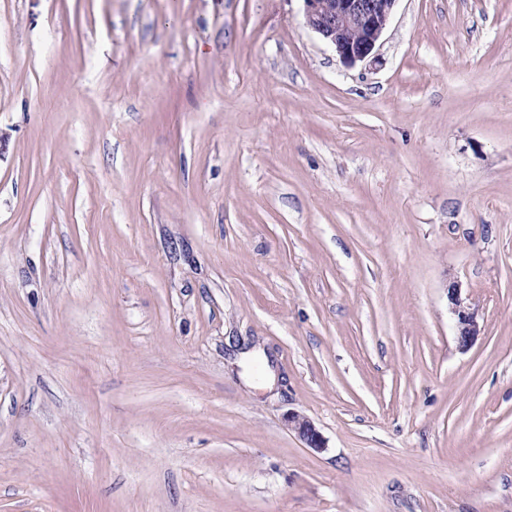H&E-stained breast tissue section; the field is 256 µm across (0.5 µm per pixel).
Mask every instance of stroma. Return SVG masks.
Returning a JSON list of instances; mask_svg holds the SVG:
<instances>
[{
	"instance_id": "1",
	"label": "stroma",
	"mask_w": 512,
	"mask_h": 512,
	"mask_svg": "<svg viewBox=\"0 0 512 512\" xmlns=\"http://www.w3.org/2000/svg\"><path fill=\"white\" fill-rule=\"evenodd\" d=\"M0 512H512V0H0ZM308 27L329 43L342 62L354 66L374 58L399 0H302ZM451 313L455 318L456 341L461 349L469 347L480 333L478 310L460 296V289L453 285L448 290ZM288 427L294 430L308 448H324V442L313 423L298 413L288 415Z\"/></svg>"
}]
</instances>
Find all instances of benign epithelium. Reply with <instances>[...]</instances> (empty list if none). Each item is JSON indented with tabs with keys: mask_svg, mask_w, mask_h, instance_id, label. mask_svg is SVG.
<instances>
[{
	"mask_svg": "<svg viewBox=\"0 0 512 512\" xmlns=\"http://www.w3.org/2000/svg\"><path fill=\"white\" fill-rule=\"evenodd\" d=\"M308 27L329 43L342 62L354 66L373 57L397 0H303ZM455 318L456 341L469 347L480 333L478 310L460 296V289L448 290ZM288 427L309 448L320 449L324 442L313 423L298 413L288 415Z\"/></svg>",
	"mask_w": 512,
	"mask_h": 512,
	"instance_id": "1",
	"label": "benign epithelium"
}]
</instances>
